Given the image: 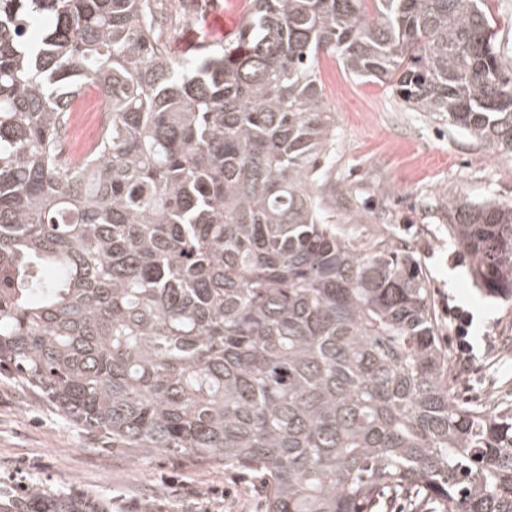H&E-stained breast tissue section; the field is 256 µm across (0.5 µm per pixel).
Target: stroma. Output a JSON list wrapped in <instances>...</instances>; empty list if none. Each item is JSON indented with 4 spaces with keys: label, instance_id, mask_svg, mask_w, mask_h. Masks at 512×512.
<instances>
[{
    "label": "stroma",
    "instance_id": "35a3bbf8",
    "mask_svg": "<svg viewBox=\"0 0 512 512\" xmlns=\"http://www.w3.org/2000/svg\"><path fill=\"white\" fill-rule=\"evenodd\" d=\"M241 2L202 0L188 12L183 0H162L172 56L192 58L202 43H227L242 20ZM321 79L340 87L326 96L336 114V146L325 175L342 204L344 231L364 243L375 233L412 242L447 350L455 348L449 307L463 306L474 316V361L463 371L456 358L448 360L459 374L457 394L511 405L512 301L475 287L467 259L449 243L440 204L447 192L512 202V156L410 111L390 87L351 78L335 58L322 59ZM13 476L33 490L81 497L108 512H265L252 480L187 455L113 448L0 374V512H19L23 504L10 487Z\"/></svg>",
    "mask_w": 512,
    "mask_h": 512
}]
</instances>
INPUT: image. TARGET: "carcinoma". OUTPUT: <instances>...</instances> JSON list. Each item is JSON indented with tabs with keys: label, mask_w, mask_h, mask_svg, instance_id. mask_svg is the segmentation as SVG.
<instances>
[{
	"label": "carcinoma",
	"mask_w": 512,
	"mask_h": 512,
	"mask_svg": "<svg viewBox=\"0 0 512 512\" xmlns=\"http://www.w3.org/2000/svg\"><path fill=\"white\" fill-rule=\"evenodd\" d=\"M488 2L248 0L180 62L159 0H0V372L114 448L252 475L266 512H512V406L452 397L412 248L345 236L319 192L324 56L512 155ZM91 84L100 151L65 159ZM441 208L512 300V204Z\"/></svg>",
	"instance_id": "obj_1"
}]
</instances>
